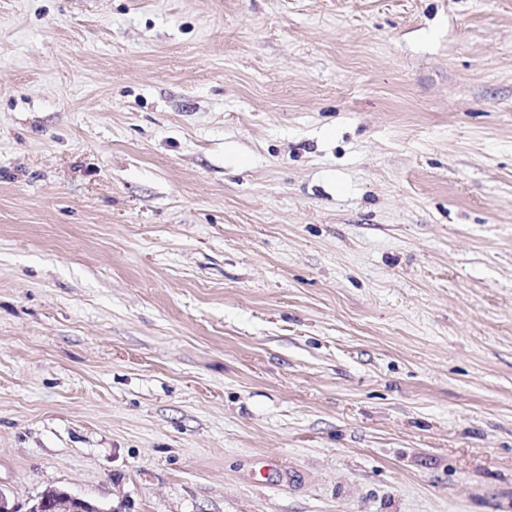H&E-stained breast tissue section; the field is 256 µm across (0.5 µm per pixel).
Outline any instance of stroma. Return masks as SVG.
<instances>
[{"label": "stroma", "mask_w": 512, "mask_h": 512, "mask_svg": "<svg viewBox=\"0 0 512 512\" xmlns=\"http://www.w3.org/2000/svg\"><path fill=\"white\" fill-rule=\"evenodd\" d=\"M512 512V0H0V491Z\"/></svg>", "instance_id": "35a3bbf8"}]
</instances>
